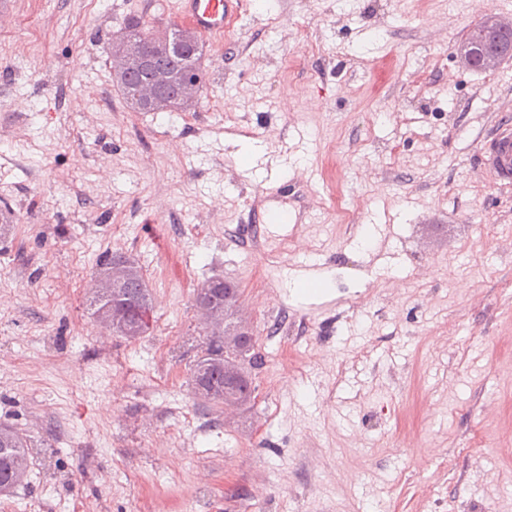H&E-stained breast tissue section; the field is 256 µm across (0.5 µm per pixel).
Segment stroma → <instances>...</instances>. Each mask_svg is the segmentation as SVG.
<instances>
[{"mask_svg": "<svg viewBox=\"0 0 512 512\" xmlns=\"http://www.w3.org/2000/svg\"><path fill=\"white\" fill-rule=\"evenodd\" d=\"M12 3L0 422L34 449L0 512H512V187L478 169L512 58L458 53L512 0H245L173 117L124 105L108 63L126 16L177 24L171 0ZM116 237L154 304L134 341L86 308ZM305 258L329 275L310 300ZM213 276L263 359L233 414L189 384Z\"/></svg>", "mask_w": 512, "mask_h": 512, "instance_id": "obj_1", "label": "stroma"}]
</instances>
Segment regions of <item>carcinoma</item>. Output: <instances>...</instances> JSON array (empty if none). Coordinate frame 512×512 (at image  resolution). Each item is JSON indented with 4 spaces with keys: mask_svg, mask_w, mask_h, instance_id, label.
Instances as JSON below:
<instances>
[{
    "mask_svg": "<svg viewBox=\"0 0 512 512\" xmlns=\"http://www.w3.org/2000/svg\"><path fill=\"white\" fill-rule=\"evenodd\" d=\"M124 28L144 45V59L137 64L121 80L118 86L121 95L132 108L140 112H179L190 103L180 98V79L186 73H193L199 79H204L201 66L200 46L184 44L180 41V30L173 28L170 31L174 48L165 53H155L149 45V31L142 27L139 19L131 17L124 23ZM467 53L470 62L467 66L473 70L486 71L484 61L486 58L497 55L499 57L512 56V30L501 31L483 19L470 33L459 47V53ZM152 67H164L173 75V82L162 92L156 103L152 106H141L131 95V88L149 75ZM125 263L130 274L119 286L118 295L127 300L134 307L133 317L136 322H144V329H149V322L143 317L150 316L153 310L152 297L146 281L129 257L123 253H110L99 264L96 274L108 275L112 273V265ZM238 289L236 286L221 278L212 277L205 280L197 289L196 303H216L224 305V321L226 327L234 330L242 328V322L236 317ZM206 339L200 345L192 368H197L203 362L210 363V367L202 376L190 375L191 384H202L210 390L207 400L215 404H224V394L235 396L242 405H247L255 392L252 373L262 366L261 356L255 351V341L248 338L241 351L243 362L237 365L238 373L228 375L224 373V342L213 333H205ZM31 448L28 435L10 424L0 423V486L12 488L19 485L27 472H21L14 467V461L21 459L30 462Z\"/></svg>",
    "mask_w": 512,
    "mask_h": 512,
    "instance_id": "1",
    "label": "carcinoma"
}]
</instances>
